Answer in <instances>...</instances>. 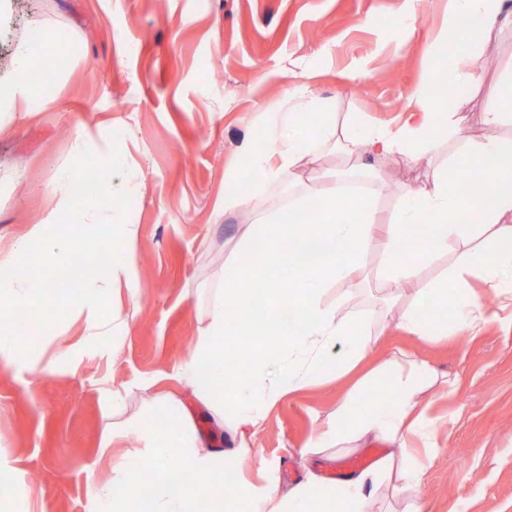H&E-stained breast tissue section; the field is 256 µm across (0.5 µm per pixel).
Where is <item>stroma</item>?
Returning a JSON list of instances; mask_svg holds the SVG:
<instances>
[{
  "instance_id": "stroma-1",
  "label": "stroma",
  "mask_w": 512,
  "mask_h": 512,
  "mask_svg": "<svg viewBox=\"0 0 512 512\" xmlns=\"http://www.w3.org/2000/svg\"><path fill=\"white\" fill-rule=\"evenodd\" d=\"M405 0H0V74L32 30L68 31L75 50L55 55L53 93L31 104L33 119L0 135V240L43 220L55 171L72 155L79 122L98 128L91 155L121 157L112 217L138 228L135 307L128 327L83 346L82 321L39 339L42 360L82 346L76 372L45 378L21 366L0 368V456L19 471L22 492L45 497L46 512H94L92 485L112 472L101 455L112 423L103 396L129 390L127 416L145 412L156 393H177L197 430L230 453L239 481L288 493L315 474L337 482L353 459H379L369 448L308 449L343 399L357 395L366 372L402 352L452 382L430 392L429 440L414 441L423 471L412 497L423 512H512V316L499 312L476 336L431 343L400 327L401 307L382 301L370 282L331 286L328 303L363 316L373 343L366 359L336 372L332 346L319 384L291 393L267 413L248 453L233 451L194 391L177 377L233 240L247 212L222 216L224 196L250 190L251 207L287 209L299 186L284 176L261 185L243 146L265 151L270 112L308 83L337 120L396 126L414 90L428 80L429 43L445 24L444 0H416L415 29L403 30ZM221 72L204 78L207 65ZM426 164L400 156L379 170L378 214L387 218L402 188L425 181Z\"/></svg>"
}]
</instances>
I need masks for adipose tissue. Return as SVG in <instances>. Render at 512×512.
<instances>
[{
	"mask_svg": "<svg viewBox=\"0 0 512 512\" xmlns=\"http://www.w3.org/2000/svg\"><path fill=\"white\" fill-rule=\"evenodd\" d=\"M512 26V0H448V24L441 47L431 48L432 79L463 86L482 95L480 116L489 133L471 140L463 112L465 100L452 107L419 88L396 128L355 120L337 123L332 112H315L308 84L289 94V107L271 113L266 128L270 153L249 152L250 165L276 182L283 168L310 165L312 189L291 201L290 211L316 212L318 225L289 224L279 210H255L242 225L235 248L225 262L209 304L194 351L183 362L180 377L191 386L216 424H229L238 449H246L269 409L287 394L322 378L328 348L343 342L346 352L338 365L346 372L363 358L369 332L366 321L323 300L326 288L349 282L366 270V254L379 245L383 264L376 289L393 300L415 286L413 302L400 314L408 331L429 341L448 334L478 335L495 316L485 299L466 292L468 274H479L489 288L512 298V137L499 128L512 127V68L495 83L485 81L484 43L493 33ZM36 59L20 46L7 80H0V128L27 115L32 89L27 75ZM314 113L309 133H301L303 114ZM454 141L455 149L439 156L438 142ZM340 147L348 161L337 167L336 189H319L323 175L313 169L319 146ZM401 156L432 168L428 185L404 188L386 227H379L377 208L369 197L350 199L354 178H375L377 163ZM121 161L109 155L84 163L82 151L53 176L54 208L42 222L30 225L14 240L0 242V366L14 368L34 359L38 336L49 324L21 332L24 315L64 303L83 315L86 342L111 335L130 317L113 306L115 292L135 291L134 253L138 229L112 220L110 174ZM94 178L93 190L75 196L74 187ZM477 214L474 224L453 215L460 202ZM73 221L72 232L55 229L61 215ZM415 229L424 247L418 258L405 251L406 232ZM459 246L447 273L423 279V262L447 254L449 242ZM261 244L263 265L241 262V255ZM91 245L103 260L79 268L74 258L80 246ZM249 316H241L244 304ZM268 336L255 346L253 332ZM251 358L241 373L232 353ZM439 382L426 363L400 354L367 380L371 390L362 400L351 398L336 407L326 429L311 441L315 448H364L383 442L390 452L365 471L329 485L312 477L287 494L268 488L248 494L240 482L229 481L224 454L212 450L190 416L171 398L160 411L136 421L140 450L113 460L112 481L96 485V512H227L241 498L254 496L255 512H341L345 503L362 505L366 490L399 475L401 487L414 489L418 467L395 459L393 449L407 447L412 436L429 434L432 420L418 414L427 393ZM154 481L144 485L142 475Z\"/></svg>",
	"mask_w": 512,
	"mask_h": 512,
	"instance_id": "adipose-tissue-1",
	"label": "adipose tissue"
}]
</instances>
